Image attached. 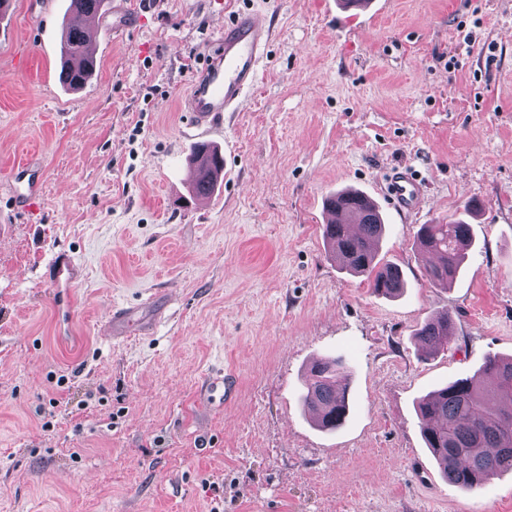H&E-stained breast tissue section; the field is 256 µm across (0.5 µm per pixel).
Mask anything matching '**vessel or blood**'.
Here are the masks:
<instances>
[{
  "instance_id": "obj_1",
  "label": "vessel or blood",
  "mask_w": 512,
  "mask_h": 512,
  "mask_svg": "<svg viewBox=\"0 0 512 512\" xmlns=\"http://www.w3.org/2000/svg\"><path fill=\"white\" fill-rule=\"evenodd\" d=\"M271 38L270 24L251 13L238 14L225 24L183 101L196 137L221 128L225 113L235 111L246 98L257 82ZM8 179L14 198L35 201L43 185L40 159L31 158L13 167ZM386 193L399 211L411 212L422 202L424 185L413 170L402 167L390 174Z\"/></svg>"
}]
</instances>
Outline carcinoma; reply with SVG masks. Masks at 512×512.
<instances>
[{
  "label": "carcinoma",
  "mask_w": 512,
  "mask_h": 512,
  "mask_svg": "<svg viewBox=\"0 0 512 512\" xmlns=\"http://www.w3.org/2000/svg\"><path fill=\"white\" fill-rule=\"evenodd\" d=\"M96 31L66 26L63 30L58 80L75 91L96 70V59L86 55ZM218 150L200 145L193 152L194 197L213 193L218 184ZM362 193L339 191L327 201L344 208L343 222L329 225L323 239L343 268L367 275L377 294L392 296L403 288L402 274L394 264L376 262V246L383 221L376 207H357ZM353 224L360 235L349 233ZM421 251L432 257L426 273L435 285H446L459 272L472 244V228L459 217L447 224H423L417 233ZM453 334L448 313H441L415 333L418 343L433 352L447 348ZM347 367L343 360H314L302 381L300 402L320 430L339 428L348 415ZM422 435L448 483L465 491L481 487L492 477L512 472V357L488 356L478 375L458 379L424 398L419 405Z\"/></svg>",
  "instance_id": "1"
}]
</instances>
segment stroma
<instances>
[{"label":"stroma","instance_id":"35a3bbf8","mask_svg":"<svg viewBox=\"0 0 512 512\" xmlns=\"http://www.w3.org/2000/svg\"><path fill=\"white\" fill-rule=\"evenodd\" d=\"M113 2L78 91L58 81L68 0L0 10V512H512V473L448 484L418 414L512 356V0ZM243 12L273 39L203 205L181 100ZM33 151L42 193L18 207L5 175ZM401 166L426 185L411 214L379 194ZM345 189L380 208L398 296L327 251ZM474 201L467 259L435 286L417 231ZM59 255L77 259L63 306ZM444 311L454 334L426 354L414 333ZM325 355L349 366L335 431L299 402ZM227 369L233 400L204 399Z\"/></svg>","mask_w":512,"mask_h":512}]
</instances>
